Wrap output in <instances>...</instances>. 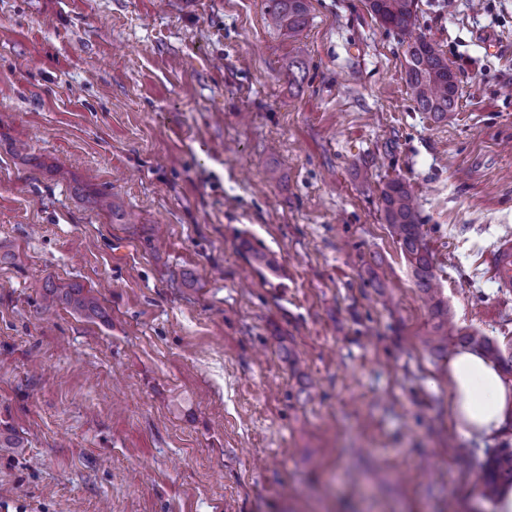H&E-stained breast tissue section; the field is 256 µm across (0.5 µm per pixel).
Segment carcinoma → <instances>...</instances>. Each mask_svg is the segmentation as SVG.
Wrapping results in <instances>:
<instances>
[{"label":"carcinoma","mask_w":512,"mask_h":512,"mask_svg":"<svg viewBox=\"0 0 512 512\" xmlns=\"http://www.w3.org/2000/svg\"><path fill=\"white\" fill-rule=\"evenodd\" d=\"M268 2V24L272 29L295 38L308 27L309 0ZM368 7L382 25L401 35V43L406 46V83L417 109L439 121L448 119V114L456 110L459 99L456 77L439 46L426 35L415 33L417 0H368ZM380 199L386 222L400 243L435 319L432 332L425 339L426 346L440 355L468 349L512 376L511 351L503 352L494 338L478 330L457 328L451 322L448 303L436 287L437 277L422 231L418 199L409 184L401 179L389 181ZM46 288V301L51 304L63 299L76 311L94 313L98 309L97 299L83 292L80 286L62 287L50 281ZM508 484L512 485V445L504 442L489 453L481 496L492 501L499 489Z\"/></svg>","instance_id":"1"}]
</instances>
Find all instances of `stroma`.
<instances>
[{"instance_id": "stroma-1", "label": "stroma", "mask_w": 512, "mask_h": 512, "mask_svg": "<svg viewBox=\"0 0 512 512\" xmlns=\"http://www.w3.org/2000/svg\"><path fill=\"white\" fill-rule=\"evenodd\" d=\"M309 2L293 42L267 0H0V512H494L378 196L512 346V0H418L444 121L367 0ZM494 279L503 294H512V239L505 238L498 244L492 257ZM46 288H48V293L45 299L51 304H54L58 299H63L76 311L94 313L98 309L97 299L89 291L83 293L80 286L58 285L49 280Z\"/></svg>"}]
</instances>
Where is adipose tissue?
<instances>
[{
  "mask_svg": "<svg viewBox=\"0 0 512 512\" xmlns=\"http://www.w3.org/2000/svg\"><path fill=\"white\" fill-rule=\"evenodd\" d=\"M450 421L467 436L512 432V384L480 355L458 350L448 359Z\"/></svg>",
  "mask_w": 512,
  "mask_h": 512,
  "instance_id": "adipose-tissue-1",
  "label": "adipose tissue"
}]
</instances>
